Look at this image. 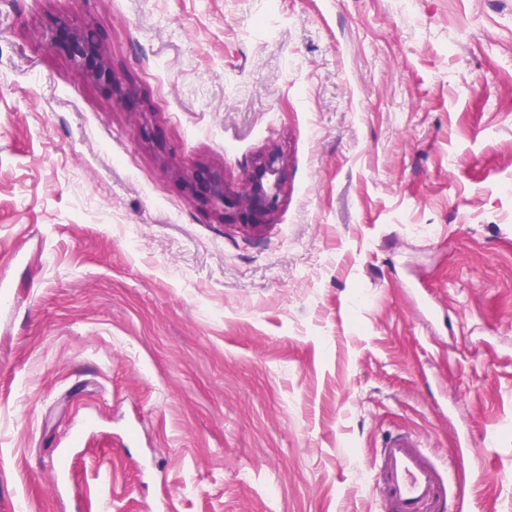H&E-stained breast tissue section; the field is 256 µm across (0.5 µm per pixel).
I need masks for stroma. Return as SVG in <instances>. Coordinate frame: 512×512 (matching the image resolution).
Listing matches in <instances>:
<instances>
[{"label": "stroma", "instance_id": "obj_1", "mask_svg": "<svg viewBox=\"0 0 512 512\" xmlns=\"http://www.w3.org/2000/svg\"><path fill=\"white\" fill-rule=\"evenodd\" d=\"M0 277V512H384L401 430L512 512V0H0ZM60 25L62 34H58L55 40L46 41L45 48L53 50L62 43L68 50L72 64L88 79L108 83L112 87L119 85L112 64L91 27L77 19L61 21ZM287 186V164L278 150L269 149L251 159L237 186L227 185L221 171H210L200 193L221 224L256 230L278 211Z\"/></svg>", "mask_w": 512, "mask_h": 512}]
</instances>
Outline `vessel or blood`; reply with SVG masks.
Segmentation results:
<instances>
[{"mask_svg": "<svg viewBox=\"0 0 512 512\" xmlns=\"http://www.w3.org/2000/svg\"><path fill=\"white\" fill-rule=\"evenodd\" d=\"M371 491L385 512H437L452 486L451 471L438 467L409 432L389 435L373 463Z\"/></svg>", "mask_w": 512, "mask_h": 512, "instance_id": "1", "label": "vessel or blood"}]
</instances>
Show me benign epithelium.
<instances>
[{"mask_svg": "<svg viewBox=\"0 0 512 512\" xmlns=\"http://www.w3.org/2000/svg\"><path fill=\"white\" fill-rule=\"evenodd\" d=\"M60 25L61 34L46 41L45 48L52 50L64 44L72 64L88 79L118 85L112 64L91 27L77 19L62 21ZM287 186V164L278 150L269 149L251 159L238 185H227L224 174L216 170L204 179L200 193L220 223L256 230L278 211Z\"/></svg>", "mask_w": 512, "mask_h": 512, "instance_id": "benign-epithelium-1", "label": "benign epithelium"}]
</instances>
